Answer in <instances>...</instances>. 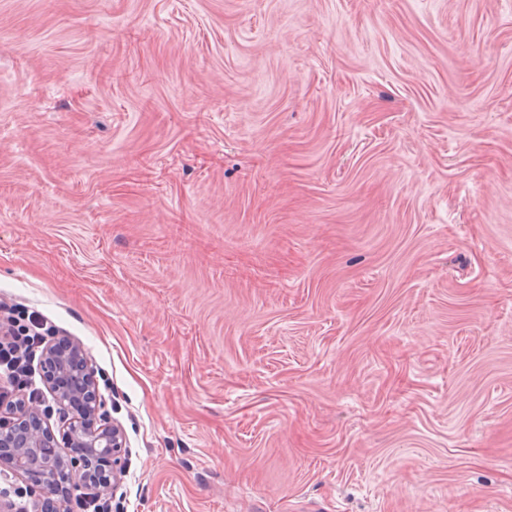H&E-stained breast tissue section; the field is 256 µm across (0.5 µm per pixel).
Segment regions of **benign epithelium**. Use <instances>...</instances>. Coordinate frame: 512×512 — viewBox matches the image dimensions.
<instances>
[{
    "instance_id": "obj_1",
    "label": "benign epithelium",
    "mask_w": 512,
    "mask_h": 512,
    "mask_svg": "<svg viewBox=\"0 0 512 512\" xmlns=\"http://www.w3.org/2000/svg\"><path fill=\"white\" fill-rule=\"evenodd\" d=\"M45 359L54 401L69 417L56 433L41 404H14L9 427L0 430V467L48 487L40 512H60L77 488L104 491L121 479L126 438L100 413L101 397L79 343L65 338L46 350ZM64 448L82 449L83 459L70 461Z\"/></svg>"
}]
</instances>
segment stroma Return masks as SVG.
Returning <instances> with one entry per match:
<instances>
[{
    "label": "stroma",
    "instance_id": "stroma-1",
    "mask_svg": "<svg viewBox=\"0 0 512 512\" xmlns=\"http://www.w3.org/2000/svg\"><path fill=\"white\" fill-rule=\"evenodd\" d=\"M0 301L112 512H512V0H0ZM45 359L54 401L68 417L58 438L46 424L42 404L24 399L14 404L9 427L0 430V467L48 487L40 512H59L78 487L104 491L121 479L126 438L100 413L89 358L78 342L63 338L46 350ZM61 448H82L83 459L71 462Z\"/></svg>",
    "mask_w": 512,
    "mask_h": 512
}]
</instances>
